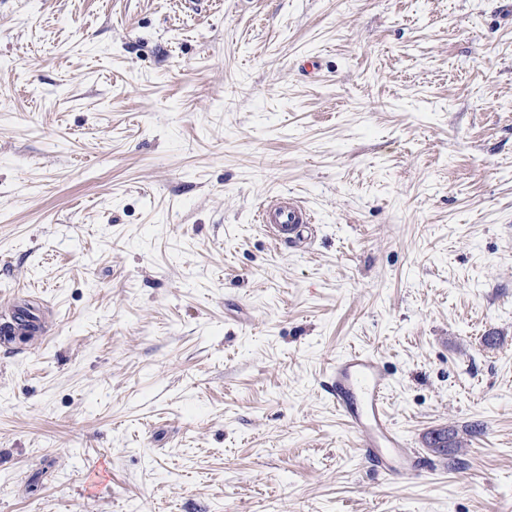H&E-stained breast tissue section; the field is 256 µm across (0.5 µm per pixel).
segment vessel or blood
Returning <instances> with one entry per match:
<instances>
[{
    "label": "vessel or blood",
    "instance_id": "vessel-or-blood-1",
    "mask_svg": "<svg viewBox=\"0 0 512 512\" xmlns=\"http://www.w3.org/2000/svg\"><path fill=\"white\" fill-rule=\"evenodd\" d=\"M258 221L277 244L300 238L314 222L312 212L289 194L265 201ZM327 388L337 412L356 435L363 459L388 476L416 475L421 460L394 428L387 408V375L378 357L351 351L339 357L327 376Z\"/></svg>",
    "mask_w": 512,
    "mask_h": 512
}]
</instances>
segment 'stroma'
Listing matches in <instances>:
<instances>
[{"label":"stroma","mask_w":512,"mask_h":512,"mask_svg":"<svg viewBox=\"0 0 512 512\" xmlns=\"http://www.w3.org/2000/svg\"><path fill=\"white\" fill-rule=\"evenodd\" d=\"M21 309L0 512H512V0H0ZM353 348L419 475L336 411ZM258 221L275 243H294L303 228L313 224V213L290 194H279L265 201L258 212Z\"/></svg>","instance_id":"35a3bbf8"}]
</instances>
